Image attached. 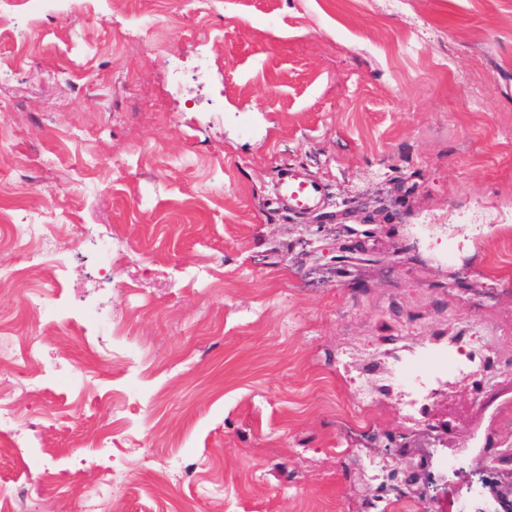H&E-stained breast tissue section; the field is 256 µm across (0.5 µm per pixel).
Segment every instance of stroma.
<instances>
[{
    "label": "stroma",
    "mask_w": 512,
    "mask_h": 512,
    "mask_svg": "<svg viewBox=\"0 0 512 512\" xmlns=\"http://www.w3.org/2000/svg\"><path fill=\"white\" fill-rule=\"evenodd\" d=\"M18 25L0 212L68 224L52 322L30 306L41 269L0 245L25 269L0 327L63 338L0 363V484L37 512H83L109 467L128 485L99 512H424L429 481L434 512H460L472 470L512 473V224H474L512 210V0H84ZM290 167L325 184L324 210L279 207ZM367 208L366 262H338ZM92 307L128 313L100 379ZM447 345L459 370L432 390L388 380ZM173 458L187 477L155 480Z\"/></svg>",
    "instance_id": "stroma-1"
}]
</instances>
